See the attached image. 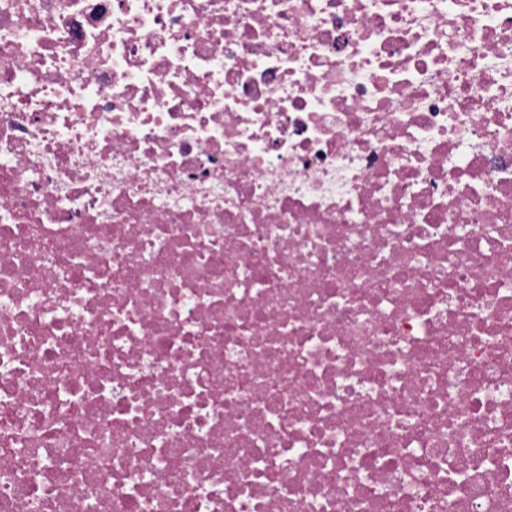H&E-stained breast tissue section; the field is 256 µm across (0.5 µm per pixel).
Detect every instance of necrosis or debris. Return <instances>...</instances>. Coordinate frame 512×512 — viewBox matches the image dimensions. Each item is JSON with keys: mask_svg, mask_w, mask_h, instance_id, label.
<instances>
[{"mask_svg": "<svg viewBox=\"0 0 512 512\" xmlns=\"http://www.w3.org/2000/svg\"><path fill=\"white\" fill-rule=\"evenodd\" d=\"M0 512H512V0H0Z\"/></svg>", "mask_w": 512, "mask_h": 512, "instance_id": "1", "label": "necrosis or debris"}]
</instances>
